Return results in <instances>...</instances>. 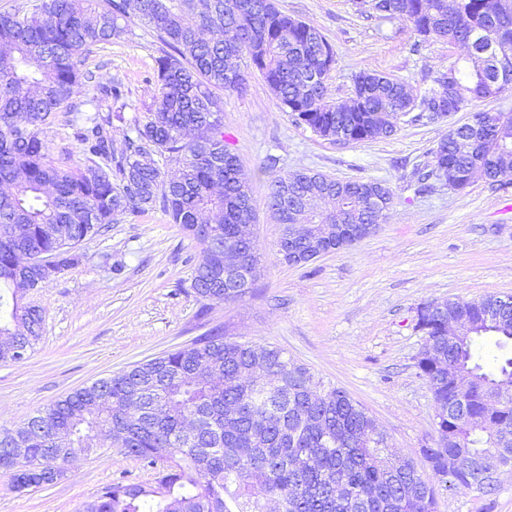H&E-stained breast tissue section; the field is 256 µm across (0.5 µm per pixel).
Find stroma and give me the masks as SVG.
<instances>
[{"mask_svg":"<svg viewBox=\"0 0 512 512\" xmlns=\"http://www.w3.org/2000/svg\"><path fill=\"white\" fill-rule=\"evenodd\" d=\"M276 3L335 47L326 86L336 102L353 96L361 70L400 79L422 97L458 55L437 38L415 48L409 26L369 17L366 0ZM158 49L152 28L138 23L85 64L123 84L125 117L142 115L152 100L145 77ZM245 75L243 89L217 97L224 138L251 177L250 232L260 256L255 288L226 303L199 299L191 277L204 259L201 246L158 210L118 219L82 243L79 266L40 290V341L22 362L0 363V429L22 426L77 389L219 330L230 340L281 349L325 386L345 390L399 459L426 471L421 451L435 447L439 434L432 391L416 368L425 345L416 310L430 301L512 295V186L495 189L478 178L453 190L432 176V151L471 112H512V88L444 120L410 112L399 115L392 136L338 144L280 111L256 69ZM294 170L380 182L392 203L371 236L302 266L282 264L274 254L281 226L268 207V186ZM153 476L105 438L100 451L67 465L52 488L18 494L0 474V512H83L101 487L149 483ZM434 491L435 512H512V474L488 497L439 482Z\"/></svg>","mask_w":512,"mask_h":512,"instance_id":"35a3bbf8","label":"stroma"}]
</instances>
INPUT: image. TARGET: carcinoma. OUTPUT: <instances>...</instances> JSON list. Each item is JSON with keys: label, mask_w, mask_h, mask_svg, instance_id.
I'll return each mask as SVG.
<instances>
[{"label": "carcinoma", "mask_w": 512, "mask_h": 512, "mask_svg": "<svg viewBox=\"0 0 512 512\" xmlns=\"http://www.w3.org/2000/svg\"><path fill=\"white\" fill-rule=\"evenodd\" d=\"M33 0L28 8L0 12V285L11 290L8 319L0 336V363L24 360L41 338L43 309L27 299L45 283L43 263L56 273L78 266V246L102 235L120 216L158 209L187 237L206 246L191 287L202 300L233 301L213 272L224 268V250L257 257L255 244L240 237L251 210L249 177L224 140L216 92L240 90L245 76L231 60L247 56L275 95L318 136L338 141L388 137L398 115L415 108L443 119L469 103L502 91L497 34L512 32V15L501 0H371L375 17L405 23L426 42V30L463 49L460 60L437 73L435 87L420 101L400 80L360 71L354 97L332 102L326 80L336 51L316 27L283 13L275 0ZM151 25L158 42L152 102L143 117L126 119L112 109L70 120L79 160L64 153L49 158L43 130L58 110L95 78L84 69L96 47L130 31L133 22ZM97 100L117 101L122 84L96 85ZM129 129L120 151L112 142L113 121ZM512 153V113L476 111L432 150L434 169L452 166L481 173L500 188L512 173L498 167L499 154ZM379 190L373 181H340L318 172H285L269 185V207L281 223L279 240L297 234L306 247L308 215L300 229L288 225L277 206L299 194L310 209L333 203L330 223L379 221L391 202L384 189L376 213L367 200ZM499 296L427 302L417 309V328L427 350L417 360L437 404L439 443L422 454L431 474L413 461L395 469L396 451L375 420L344 390L325 388L302 366L276 384L290 360L278 348L227 340L215 332L191 346L136 364L81 388L35 413L16 429L0 430V472L9 489L24 493L26 473L11 458L22 444L27 459L48 473L36 487L57 484L66 464L99 436L117 438L120 451L154 470V484L112 483L84 506V512H265L278 501L281 512H434L433 480H448L481 497L495 463L501 429H512V396L488 409L483 393L512 389V314L499 322L486 315ZM470 318L476 327L464 341L448 336V315ZM464 371L476 380L469 414L483 426L448 433L442 411L457 400L454 381ZM235 411L228 412V407ZM197 426L187 429L189 418ZM269 434L263 448L249 445L250 430ZM467 455L471 472L448 470V458ZM408 485L415 494H405ZM344 495L336 497V487Z\"/></svg>", "instance_id": "1"}]
</instances>
